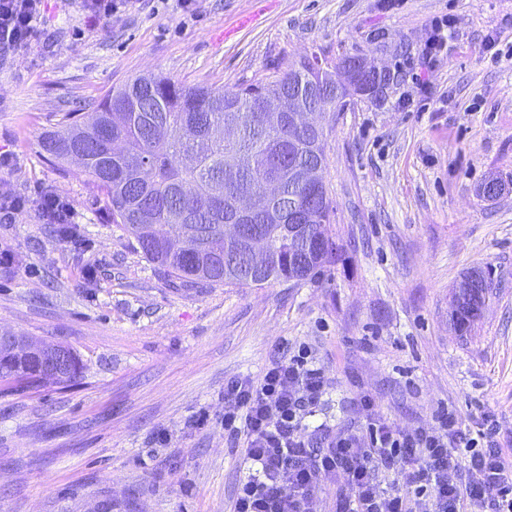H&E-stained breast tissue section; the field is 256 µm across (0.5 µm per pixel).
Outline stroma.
Returning <instances> with one entry per match:
<instances>
[{
  "instance_id": "stroma-1",
  "label": "stroma",
  "mask_w": 512,
  "mask_h": 512,
  "mask_svg": "<svg viewBox=\"0 0 512 512\" xmlns=\"http://www.w3.org/2000/svg\"><path fill=\"white\" fill-rule=\"evenodd\" d=\"M24 53L0 49V153L12 192L75 207L74 246L35 208L0 218V331L71 347L68 383H0V512H230L247 475L224 433V384L305 347L329 386L306 417L312 446L360 423L369 395L400 430L452 407L494 416L512 448V0H135L108 19L44 0ZM448 41L414 79L433 22ZM495 39L500 56L487 49ZM365 54L376 97L321 119L337 263L302 281L197 284L160 273L111 222L75 167L42 149L67 112L147 75L231 89L300 59ZM495 198L481 196L489 179ZM490 271L466 335L453 287Z\"/></svg>"
}]
</instances>
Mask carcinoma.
<instances>
[{
    "mask_svg": "<svg viewBox=\"0 0 512 512\" xmlns=\"http://www.w3.org/2000/svg\"><path fill=\"white\" fill-rule=\"evenodd\" d=\"M319 58H303L271 81L226 91L187 87L161 76L139 77L113 89L79 121L63 116L65 131L47 137L42 147L62 161L67 152H82L80 168L106 200L112 222L123 225L142 253L159 270L183 282L262 284L269 280L312 278L337 258L336 243L299 248L288 224L293 204L320 208L318 234L329 235L333 208L325 187L314 195L306 189L292 200L258 198L247 218L237 201L258 194L263 180L288 182L297 153L295 132L288 124L264 120L260 104L288 95V76L295 83L317 77ZM228 224H241L236 238ZM163 226L160 240H148L149 229ZM262 232L267 240L269 273L258 277L248 265L249 237ZM485 300L456 296L452 319L458 330L469 327ZM49 358L22 348L0 347V382L37 388L49 381Z\"/></svg>",
    "mask_w": 512,
    "mask_h": 512,
    "instance_id": "cac0c4a2",
    "label": "carcinoma"
}]
</instances>
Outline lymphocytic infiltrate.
I'll return each mask as SVG.
<instances>
[{"mask_svg": "<svg viewBox=\"0 0 512 512\" xmlns=\"http://www.w3.org/2000/svg\"><path fill=\"white\" fill-rule=\"evenodd\" d=\"M43 12V0H0V47L25 51ZM327 386L303 350L273 361L260 378L225 382L224 429L245 437L249 463L232 512H310L332 477L336 512H512V449L499 447L497 419L465 426L448 409L431 426L398 431L364 395L362 421L315 452L302 421ZM392 474L401 488H389Z\"/></svg>", "mask_w": 512, "mask_h": 512, "instance_id": "lymphocytic-infiltrate-1", "label": "lymphocytic infiltrate"}]
</instances>
